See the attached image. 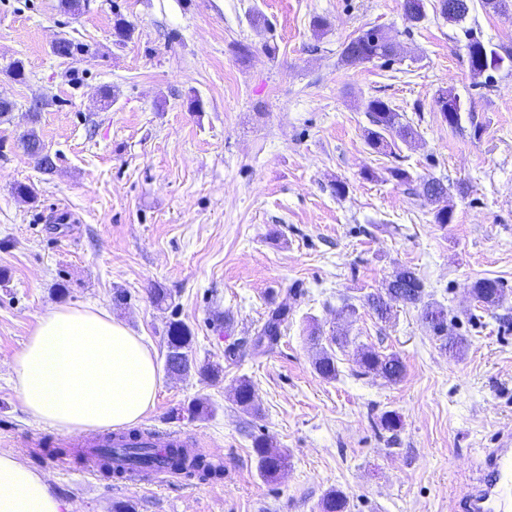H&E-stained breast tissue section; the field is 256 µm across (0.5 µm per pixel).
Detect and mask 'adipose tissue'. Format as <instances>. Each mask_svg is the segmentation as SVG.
Here are the masks:
<instances>
[{"label":"adipose tissue","instance_id":"ef3b65f1","mask_svg":"<svg viewBox=\"0 0 512 512\" xmlns=\"http://www.w3.org/2000/svg\"><path fill=\"white\" fill-rule=\"evenodd\" d=\"M20 402L39 423L66 432L139 422L162 380L143 337L107 313L55 306L13 361ZM46 478L0 451V512H61Z\"/></svg>","mask_w":512,"mask_h":512}]
</instances>
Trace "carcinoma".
I'll use <instances>...</instances> for the list:
<instances>
[{
    "instance_id": "1",
    "label": "carcinoma",
    "mask_w": 512,
    "mask_h": 512,
    "mask_svg": "<svg viewBox=\"0 0 512 512\" xmlns=\"http://www.w3.org/2000/svg\"><path fill=\"white\" fill-rule=\"evenodd\" d=\"M440 13L451 24L464 21L474 6V0H438ZM403 10L409 23L416 25L426 17L424 0H403ZM395 56V49L380 35V30L368 28L361 30L350 38L341 52V61L349 66H359L375 60L390 61ZM466 57L470 71L475 76L486 74L482 60L496 58L512 63V52L500 53L492 44L484 42L477 36H470L466 44ZM437 103L441 115L448 126L461 125L463 108L458 98L448 90L438 93ZM365 112L371 128L367 129V143L378 153L386 150L400 141L411 144L417 140L419 133L410 122L402 121V115L396 111L390 102L378 97L365 103ZM26 152L40 157V167L50 172L54 163L49 156L43 155L41 143L35 128L26 130L20 137ZM388 179L404 188V191L416 197L423 203L434 207V223L445 226L452 223L453 213L441 206L448 199V185L436 177L415 176L400 166L387 169ZM471 293L476 302L490 308L499 304L505 289L497 279L484 278L475 281ZM401 301L405 304L418 306L421 318L442 345L454 356L459 355L465 348V339L448 328V312L440 305L425 300V288L422 279L411 268H402L391 277L386 288L367 295L362 306L369 308L381 320L388 317L391 304ZM288 320V308L278 306L272 309L256 336L252 339L250 348L254 353L267 351L274 345L282 334V327ZM192 334L189 327L180 320H172L166 330L165 364L168 373L176 376H188L196 373L209 380L218 379L223 369L211 363L199 364L190 357L189 349ZM358 365L364 373H373L388 382L401 380L406 371L402 358L394 353L382 355L368 348L357 350ZM316 373L324 379L337 377L336 358L323 350L315 360ZM253 390L249 380L242 379L235 392L236 402L245 409L253 408ZM257 467L261 475L272 477L288 464L287 454L273 444L266 435H258L253 440ZM99 455L103 474L114 475L110 462L119 456L126 462L130 471L145 472L155 469L156 463L175 471L184 472L189 477L202 480L218 477L222 468L216 466L210 458L202 454L190 455L181 448L168 449L163 458L157 456L156 449L150 448L138 437L126 436L120 446L109 442L95 449ZM320 512H349V498L339 490L328 492L320 501Z\"/></svg>"
}]
</instances>
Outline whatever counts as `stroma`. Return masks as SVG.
Wrapping results in <instances>:
<instances>
[{"label": "stroma", "mask_w": 512, "mask_h": 512, "mask_svg": "<svg viewBox=\"0 0 512 512\" xmlns=\"http://www.w3.org/2000/svg\"><path fill=\"white\" fill-rule=\"evenodd\" d=\"M83 2L74 14L62 0H0V99L13 105L0 120V450L42 474L62 512H112L117 502L134 512H319L336 489L350 512H453L484 449L512 431V68L480 84L463 34L512 49V11L478 6L457 26L425 0L426 19L412 26L403 0ZM119 16L133 28L122 43ZM373 26L395 60L344 65V42ZM62 38L88 53L57 56ZM238 43L251 55L236 57ZM16 61L25 81L9 73ZM442 89L470 113L460 126L440 114ZM372 97L417 128L415 144L388 155L369 147ZM31 127L51 172L19 144ZM395 165L467 186L448 197L451 224H435L430 207L386 180ZM20 185L33 198L18 196ZM63 212L68 223H54ZM403 267L447 308L467 340L461 356L442 349L417 307L394 303L387 321L361 307ZM482 278L506 287L489 311L470 293ZM154 288L171 294L169 308L156 306ZM347 302L359 307L350 321ZM280 305L290 313L279 342L228 360ZM54 306L106 310L157 354L170 319L190 326L192 357L224 372L215 382L163 374L143 421L221 455L222 477L143 487L51 468L26 446L32 435L71 438L24 412L12 370ZM314 325L347 338L332 348L336 379L314 370ZM360 346L398 354L404 378L362 373ZM243 378L256 412L232 400ZM199 398L209 414L188 417ZM388 411L393 432L380 424ZM261 434L290 455L272 479L253 453Z\"/></svg>", "instance_id": "stroma-1"}]
</instances>
